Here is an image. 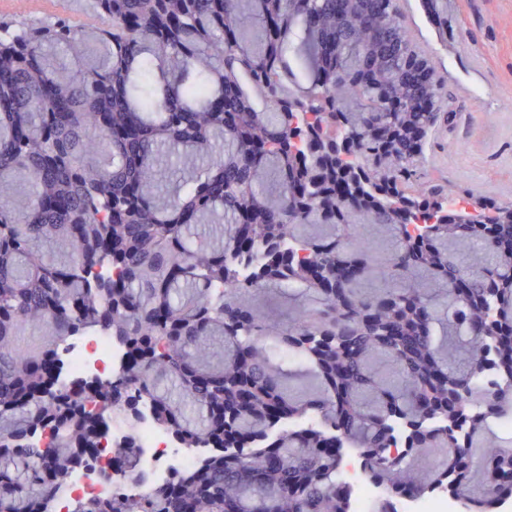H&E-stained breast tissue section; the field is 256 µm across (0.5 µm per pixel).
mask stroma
<instances>
[{
	"label": "stroma",
	"mask_w": 512,
	"mask_h": 512,
	"mask_svg": "<svg viewBox=\"0 0 512 512\" xmlns=\"http://www.w3.org/2000/svg\"><path fill=\"white\" fill-rule=\"evenodd\" d=\"M411 39L444 77L461 128L431 132L430 177L512 201V0H397Z\"/></svg>",
	"instance_id": "35a3bbf8"
}]
</instances>
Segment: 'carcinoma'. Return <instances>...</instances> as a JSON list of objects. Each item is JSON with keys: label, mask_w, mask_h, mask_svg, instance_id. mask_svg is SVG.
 <instances>
[{"label": "carcinoma", "mask_w": 512, "mask_h": 512, "mask_svg": "<svg viewBox=\"0 0 512 512\" xmlns=\"http://www.w3.org/2000/svg\"><path fill=\"white\" fill-rule=\"evenodd\" d=\"M95 29L69 18H0V502L48 512L97 433L76 383L44 381L19 344L50 325L102 328L125 348L107 419L150 404L193 470L142 497L82 512H347L343 450L411 453L366 475L389 498L471 468L445 453L448 413L475 448L512 412V380L466 412L487 368L483 307L512 332V203L425 177L407 132L439 126L444 81L393 0H95ZM392 90L416 110L377 107ZM176 179L161 183L170 150ZM26 182L31 205L17 207ZM460 199L463 207L452 204ZM221 284L224 291L213 292ZM288 299L281 322L258 308ZM299 355L275 360V350ZM494 364L512 377V344ZM309 414L318 426L288 424ZM52 427L54 443L29 434ZM495 452L488 512L512 499Z\"/></svg>", "instance_id": "cac0c4a2"}]
</instances>
